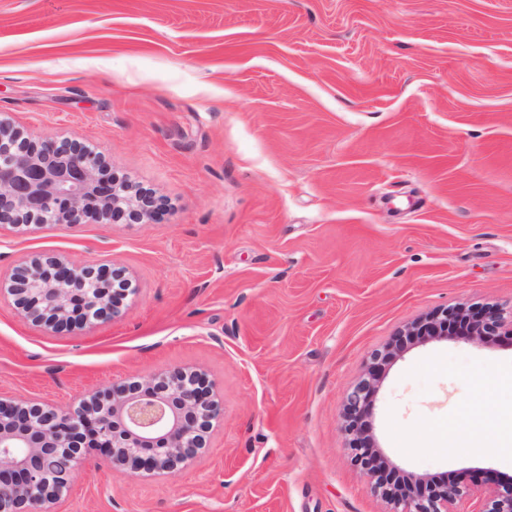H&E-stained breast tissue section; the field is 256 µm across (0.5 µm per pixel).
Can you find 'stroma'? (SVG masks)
Returning a JSON list of instances; mask_svg holds the SVG:
<instances>
[{"label": "stroma", "instance_id": "35a3bbf8", "mask_svg": "<svg viewBox=\"0 0 512 512\" xmlns=\"http://www.w3.org/2000/svg\"><path fill=\"white\" fill-rule=\"evenodd\" d=\"M0 119L87 145L166 204L149 224H0V278L57 254L125 270L119 316L54 330L0 300V396L60 410L186 369L223 415L163 478L87 454L53 512H391L344 404L404 491L512 453L420 450L512 407V342L410 336L512 312V0H0ZM442 318L425 319L408 330L407 335L448 336V327L455 326L458 333L472 336H500L499 330L505 325L504 313L493 307L473 309L456 307L442 312ZM460 331V332H459ZM373 378L362 380L354 388L347 399L345 417L348 421V431L353 436L352 444L359 451L362 445H369V439L361 427L358 426L359 419L368 409L373 392ZM360 452V451H359Z\"/></svg>", "mask_w": 512, "mask_h": 512}]
</instances>
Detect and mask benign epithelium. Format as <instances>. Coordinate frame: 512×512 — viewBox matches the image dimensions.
I'll return each mask as SVG.
<instances>
[{"mask_svg":"<svg viewBox=\"0 0 512 512\" xmlns=\"http://www.w3.org/2000/svg\"><path fill=\"white\" fill-rule=\"evenodd\" d=\"M103 167L102 157L79 142L31 148L18 128L0 121V223L78 224L89 214L151 223L160 210L153 196L106 181ZM117 283L129 288L121 271L104 264L39 257L0 281V296L33 321L60 329L118 316ZM507 323L512 319L497 308L456 307L440 319L420 322L407 335L446 336L454 326L463 334L497 336ZM372 392V380L365 379L347 399L345 417L357 450L369 444L358 421ZM220 415L221 406L201 376L182 369L95 391L67 410L46 409L30 398H0V512H46L74 483L84 448L98 449L112 468L131 475L170 473L197 455L203 433ZM377 487L393 500L394 512H456L454 505L464 495L453 482L403 495L380 482ZM470 512H512V486L490 493Z\"/></svg>","mask_w":512,"mask_h":512,"instance_id":"obj_1","label":"benign epithelium"}]
</instances>
